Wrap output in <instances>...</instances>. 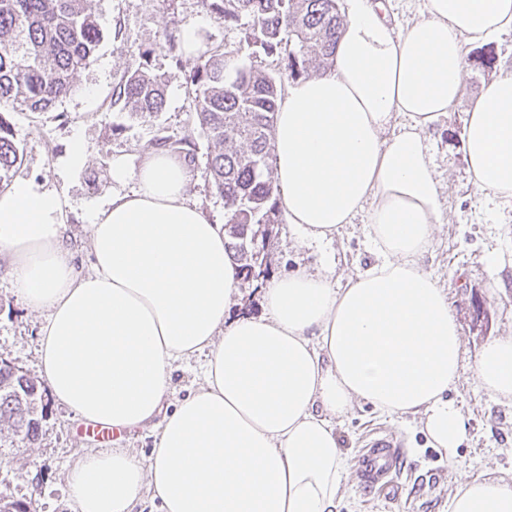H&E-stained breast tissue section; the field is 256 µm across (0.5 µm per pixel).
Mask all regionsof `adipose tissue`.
Segmentation results:
<instances>
[{"label": "adipose tissue", "mask_w": 512, "mask_h": 512, "mask_svg": "<svg viewBox=\"0 0 512 512\" xmlns=\"http://www.w3.org/2000/svg\"><path fill=\"white\" fill-rule=\"evenodd\" d=\"M509 29L512 0H425L401 31L379 0H349L334 68L279 103L272 168L304 240L332 241L365 210L377 258L342 288L329 269L282 275L258 317L227 320L240 277L224 227L191 201V167L170 151L113 160L86 273L59 192L26 178L0 191V259L14 294L45 316L39 373L54 402L121 440L154 433L144 459L77 452L75 512H336L350 469L336 425L361 401L421 415L430 446L455 456L460 331L419 265L440 215L426 132L462 96L467 43ZM461 138L476 192L512 203V67L472 103ZM194 357L198 382L170 401L174 371ZM474 372L512 401V336L487 343ZM448 512H512V479L459 482Z\"/></svg>", "instance_id": "adipose-tissue-1"}]
</instances>
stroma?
Instances as JSON below:
<instances>
[{"label":"stroma","instance_id":"35a3bbf8","mask_svg":"<svg viewBox=\"0 0 512 512\" xmlns=\"http://www.w3.org/2000/svg\"><path fill=\"white\" fill-rule=\"evenodd\" d=\"M92 7L102 37L89 64L75 77L70 94L46 112L0 107V119L10 126L22 155L11 179L32 178L64 195L69 205L67 235L75 263L84 271L91 262L86 224L91 211L112 196L113 158L141 160L161 136H186L194 142L189 196L215 223L224 221V202L203 174L211 143L190 108L186 70L193 62L187 59L175 65L163 46L164 32H194L199 44H220L238 50L245 65L270 73L277 70L272 59L241 50V29L225 27L201 0H93ZM147 49L152 52V69L167 80V96L163 112L141 119L113 107L112 92L128 66ZM493 79V74L467 67L459 103L430 133L443 222L420 261L445 288L462 336L463 367L449 398L466 419L467 437L450 460L428 446L418 418L382 416L371 405L357 403L336 427L352 466L338 512H448V496L463 474L512 477V403L490 398L473 370L486 343L512 334V207L492 210L474 193L460 137L471 102ZM77 145L84 162L73 169L68 158ZM368 230V218L362 213L332 243L309 245L288 223L278 224L265 249L267 274L242 282L232 316L262 314L263 292L271 279L299 267L312 271L333 267L337 285H345L349 275L375 261ZM491 252L508 261L496 280L485 263ZM41 320L12 292L6 264L0 261V359L32 376L37 373ZM375 429L392 434L404 450L395 478L398 492L390 498L364 489L356 471L365 438ZM98 446L96 439L79 433L71 413L48 403L36 444L0 434V491L32 502L36 512H72L67 465L75 452Z\"/></svg>","mask_w":512,"mask_h":512}]
</instances>
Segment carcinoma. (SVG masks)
<instances>
[{"label": "carcinoma", "mask_w": 512, "mask_h": 512, "mask_svg": "<svg viewBox=\"0 0 512 512\" xmlns=\"http://www.w3.org/2000/svg\"><path fill=\"white\" fill-rule=\"evenodd\" d=\"M227 27L243 26L253 54L276 61L278 73L240 65L219 46L193 56L187 75L194 118L212 141L204 174L224 201L226 250L239 272L263 274L264 248L279 223L271 140L282 81L323 75L335 66L345 16L340 0H201ZM101 39L91 0H0V104L47 112L72 89ZM152 51L114 87L113 104L144 118L166 105V80L148 69ZM489 47L468 55L490 72ZM156 146L194 161L188 137L166 135ZM21 162L12 131L0 119V180ZM47 396L41 383L0 363V426L26 444L39 439ZM0 512H34L33 502L0 492Z\"/></svg>", "instance_id": "carcinoma-1"}]
</instances>
